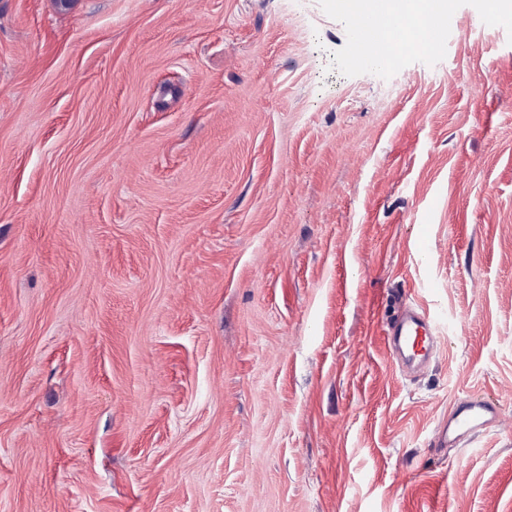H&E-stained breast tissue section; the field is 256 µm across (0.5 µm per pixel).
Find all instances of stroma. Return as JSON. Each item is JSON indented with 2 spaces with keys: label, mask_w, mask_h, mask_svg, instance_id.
Instances as JSON below:
<instances>
[{
  "label": "stroma",
  "mask_w": 512,
  "mask_h": 512,
  "mask_svg": "<svg viewBox=\"0 0 512 512\" xmlns=\"http://www.w3.org/2000/svg\"><path fill=\"white\" fill-rule=\"evenodd\" d=\"M500 6L376 63L336 0H0V512H512ZM387 341L399 364L428 361L437 352V337L432 320L424 312H407L387 324ZM499 414L500 407L492 400L475 395L462 398L448 414V421L437 425L432 446L446 448L448 441L468 442L492 427Z\"/></svg>",
  "instance_id": "stroma-1"
}]
</instances>
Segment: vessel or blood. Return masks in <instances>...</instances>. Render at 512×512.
<instances>
[{"mask_svg": "<svg viewBox=\"0 0 512 512\" xmlns=\"http://www.w3.org/2000/svg\"><path fill=\"white\" fill-rule=\"evenodd\" d=\"M436 327L428 315L408 312L388 324L387 341L394 359L399 364L428 361L437 352ZM499 405L489 399L470 395L460 399L446 421L440 422L434 432L433 447L442 448L448 442L470 441L497 422Z\"/></svg>", "mask_w": 512, "mask_h": 512, "instance_id": "obj_1", "label": "vessel or blood"}]
</instances>
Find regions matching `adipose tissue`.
I'll return each mask as SVG.
<instances>
[{"label":"adipose tissue","mask_w":512,"mask_h":512,"mask_svg":"<svg viewBox=\"0 0 512 512\" xmlns=\"http://www.w3.org/2000/svg\"><path fill=\"white\" fill-rule=\"evenodd\" d=\"M340 8L379 24L399 18L398 27L386 36L387 47H425L431 37L430 21L447 10L446 0H339Z\"/></svg>","instance_id":"obj_1"}]
</instances>
